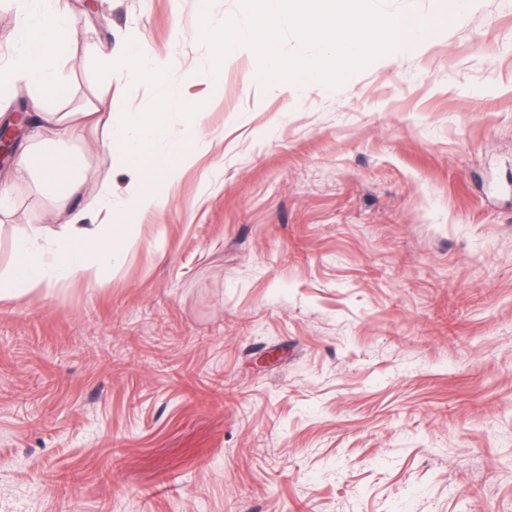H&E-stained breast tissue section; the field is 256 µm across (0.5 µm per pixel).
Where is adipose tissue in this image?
Segmentation results:
<instances>
[{
    "instance_id": "1",
    "label": "adipose tissue",
    "mask_w": 512,
    "mask_h": 512,
    "mask_svg": "<svg viewBox=\"0 0 512 512\" xmlns=\"http://www.w3.org/2000/svg\"><path fill=\"white\" fill-rule=\"evenodd\" d=\"M22 17L15 27L10 53L0 58V99L18 85L34 87L29 110L33 122L29 145L20 155L11 183L0 184V214L8 212L12 183L39 179L42 191L53 201L52 213L59 222L53 235L28 227L15 238L20 261L13 271L0 277V296L20 297L46 291L58 281L84 277L92 271L118 263L124 255V240L130 221L163 199V189L187 151L181 141L167 139L164 117L180 108L187 120L196 116V98H173L167 91V71L135 44L123 52L128 77L154 88L156 104L150 112L122 111L120 120L94 109L78 112H50L46 102L69 93L61 65L75 31L74 19L62 11L58 0H20ZM99 134L98 146L119 157L137 175L138 194L114 201L111 184L98 194L95 213L100 222L90 220L81 207L84 182L81 172L85 158L77 153L53 149L57 138L84 139Z\"/></svg>"
}]
</instances>
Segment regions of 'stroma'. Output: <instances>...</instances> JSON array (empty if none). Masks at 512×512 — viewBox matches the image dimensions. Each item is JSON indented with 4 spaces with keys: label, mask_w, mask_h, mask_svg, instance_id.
Here are the masks:
<instances>
[{
    "label": "stroma",
    "mask_w": 512,
    "mask_h": 512,
    "mask_svg": "<svg viewBox=\"0 0 512 512\" xmlns=\"http://www.w3.org/2000/svg\"><path fill=\"white\" fill-rule=\"evenodd\" d=\"M53 112L155 91L97 38L186 73L193 151L124 260L0 300V512H512V0H469L413 52L336 86L209 89L197 0H62ZM84 204L135 193L92 141ZM19 224L52 230L35 184ZM275 360L256 366L267 351Z\"/></svg>",
    "instance_id": "1"
}]
</instances>
